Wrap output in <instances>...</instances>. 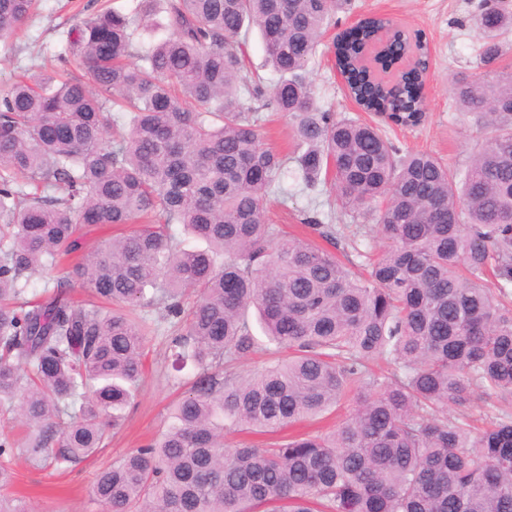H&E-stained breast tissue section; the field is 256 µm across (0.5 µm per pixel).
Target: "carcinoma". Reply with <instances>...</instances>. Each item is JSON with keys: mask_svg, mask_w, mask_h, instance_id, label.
Wrapping results in <instances>:
<instances>
[{"mask_svg": "<svg viewBox=\"0 0 512 512\" xmlns=\"http://www.w3.org/2000/svg\"><path fill=\"white\" fill-rule=\"evenodd\" d=\"M37 0H0V40ZM342 0H141L100 10L66 32L56 60L91 79L34 73L0 92V512H28L5 490L11 462L65 470L105 447L145 373L151 323H170L172 368L201 370L160 438L100 470L102 512H512V71L457 80L455 109L487 137L451 170L402 152L372 124L320 107L307 78ZM167 36L139 51L146 21ZM479 63L512 31L507 0H480ZM258 27L270 89L244 74L241 36ZM385 18L338 44L352 64ZM400 93L351 69L367 111L396 125L423 117V35L391 30L376 59L404 55ZM138 61H133V58ZM120 112V119L109 115ZM289 116L307 187L333 176L352 214L377 202L369 277L336 253L283 235L264 203L288 157L266 147L261 112ZM89 224L135 228L87 254ZM205 243L186 249L172 232ZM58 271L45 295L32 275ZM79 282L99 303L70 294ZM288 350L246 376L258 349L248 310ZM351 401L325 432L262 445L224 429L274 433ZM494 409L474 430L465 408ZM459 412L448 415V408Z\"/></svg>", "mask_w": 512, "mask_h": 512, "instance_id": "1", "label": "carcinoma"}]
</instances>
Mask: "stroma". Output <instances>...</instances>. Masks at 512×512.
<instances>
[{"instance_id":"1","label":"stroma","mask_w":512,"mask_h":512,"mask_svg":"<svg viewBox=\"0 0 512 512\" xmlns=\"http://www.w3.org/2000/svg\"><path fill=\"white\" fill-rule=\"evenodd\" d=\"M480 0H351L336 14V25L345 28L359 18L383 15L411 32L423 30L429 49V71L423 102L424 117L415 127H400L380 117L373 124L402 151L424 150L440 157L450 168L462 169L483 143L486 133L470 117L455 111L450 88L462 77L480 73V33L471 18ZM97 0H41L39 14L10 39L0 40V90L7 88L25 68L39 66L45 55L61 48L65 32L97 10ZM310 79L323 108L341 116L358 114L336 78L334 56L319 51L310 63ZM332 184L308 189L296 167H289L278 192L267 201L266 219L285 233L308 236L305 217L329 213L339 231L338 254H348L365 231L375 229L376 213L350 217L333 208ZM167 328L159 326L147 344L145 377L127 410L123 426L110 445L94 457L76 463L67 471L35 468L25 459L13 463L16 478L12 492L24 495L32 512H101L90 496L96 473L130 449L150 443L169 423L175 403L197 378L194 366L174 371L166 351Z\"/></svg>"}]
</instances>
